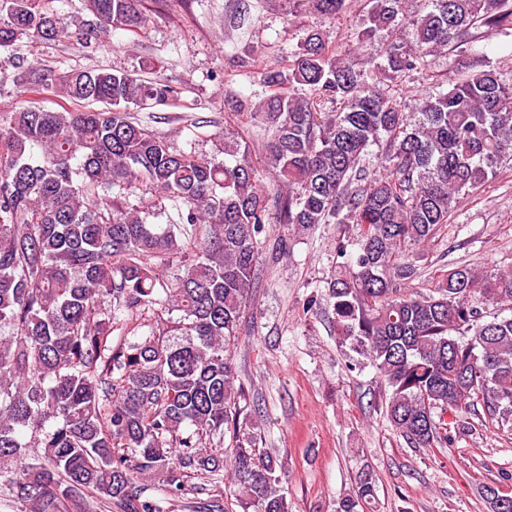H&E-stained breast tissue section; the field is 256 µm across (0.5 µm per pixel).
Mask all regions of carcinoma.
<instances>
[{
	"label": "carcinoma",
	"mask_w": 512,
	"mask_h": 512,
	"mask_svg": "<svg viewBox=\"0 0 512 512\" xmlns=\"http://www.w3.org/2000/svg\"><path fill=\"white\" fill-rule=\"evenodd\" d=\"M54 2L0 0V51L145 22L143 0H86L90 23L63 17ZM305 2L326 17L345 4ZM429 2L411 16L408 0H370L358 44L390 33L383 60L367 58L386 80L451 43L472 53L485 32L512 35V0ZM406 23L410 44L398 37ZM14 68L0 70L21 99L0 113V489L22 512H165L187 494L185 479L225 471L242 512H290L276 456L240 421L245 393L232 358L273 214L299 229L355 225V250L337 242L328 297L340 342L388 388L382 409L396 434L414 448L444 446L445 414L463 420L477 405L512 424V316L486 320L482 308L512 303V271L481 281L460 266L431 294L402 291L413 250L512 161V83L494 70L474 68L406 113L310 30L288 67L266 68L269 94L252 112L271 132L269 188L229 128L217 162L139 124L131 106L174 96L160 80ZM49 87L58 110L29 100ZM78 103L89 108H69ZM373 145L382 146L376 173L366 166ZM100 189L110 202L92 199ZM168 202L179 223H149ZM118 312L149 313L156 326L114 345ZM156 474L165 497L142 496L138 482ZM374 498L363 471L337 512H364Z\"/></svg>",
	"instance_id": "cac0c4a2"
}]
</instances>
